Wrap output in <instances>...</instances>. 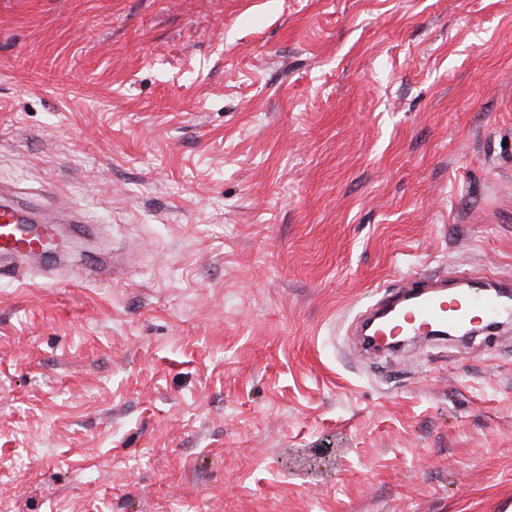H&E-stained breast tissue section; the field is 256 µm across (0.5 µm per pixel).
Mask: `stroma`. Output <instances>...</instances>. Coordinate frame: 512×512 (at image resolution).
<instances>
[{
    "label": "stroma",
    "mask_w": 512,
    "mask_h": 512,
    "mask_svg": "<svg viewBox=\"0 0 512 512\" xmlns=\"http://www.w3.org/2000/svg\"><path fill=\"white\" fill-rule=\"evenodd\" d=\"M0 187V512H512V325L350 334L512 278V0H0ZM32 218L15 206L0 205V253L18 257L39 259L44 252L41 247V238L29 236L28 231L21 224H34L23 218ZM27 218V219H28ZM33 219V218H32Z\"/></svg>",
    "instance_id": "35a3bbf8"
}]
</instances>
